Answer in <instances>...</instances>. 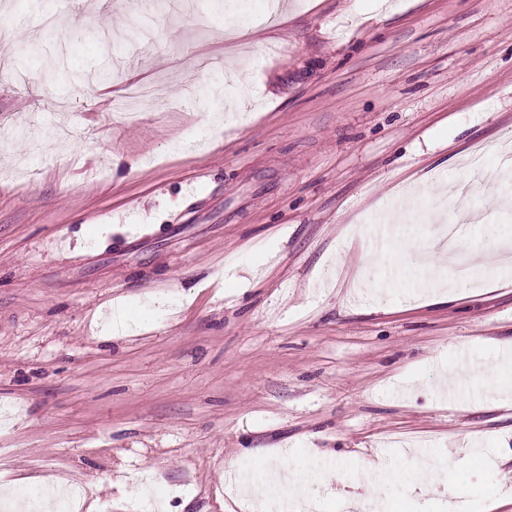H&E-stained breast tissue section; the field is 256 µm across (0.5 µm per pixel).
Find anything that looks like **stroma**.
I'll list each match as a JSON object with an SVG mask.
<instances>
[{
	"instance_id": "stroma-1",
	"label": "stroma",
	"mask_w": 512,
	"mask_h": 512,
	"mask_svg": "<svg viewBox=\"0 0 512 512\" xmlns=\"http://www.w3.org/2000/svg\"><path fill=\"white\" fill-rule=\"evenodd\" d=\"M8 2L0 487L35 500L59 481L124 512L148 478L167 512H240L228 472L310 467L322 502L357 485L408 512L458 496L485 512L496 471L448 451L512 454V388H437L506 358L512 274L434 306L415 246L438 225L408 223V250L371 235L413 181L467 178L494 190L449 198L444 221L478 209L462 243L512 242V0H293L274 40L267 0H161L147 17ZM228 27L245 91L224 75ZM132 83L164 95L127 123ZM115 303L118 334L96 318ZM408 443L429 494L372 475Z\"/></svg>"
}]
</instances>
